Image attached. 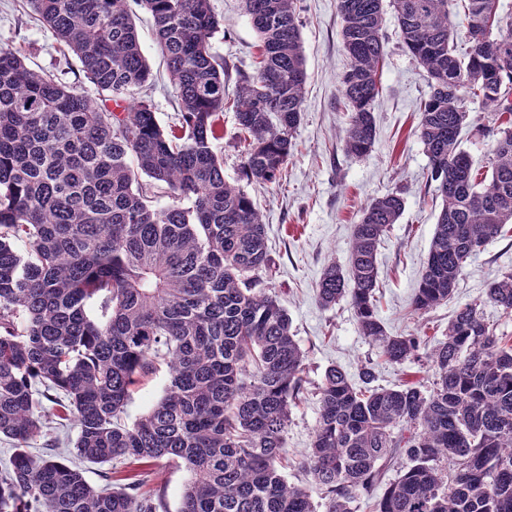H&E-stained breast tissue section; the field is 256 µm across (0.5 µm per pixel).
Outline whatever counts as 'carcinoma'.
I'll return each instance as SVG.
<instances>
[{
    "mask_svg": "<svg viewBox=\"0 0 512 512\" xmlns=\"http://www.w3.org/2000/svg\"><path fill=\"white\" fill-rule=\"evenodd\" d=\"M385 1L430 76L419 137L442 207L413 301L427 312L512 224V125L485 129L494 143L484 183L459 148L467 102L512 115V18L498 0H465L461 12L457 0H338L352 157L376 142ZM28 2L91 88L34 72L0 47V438L14 448L0 512H166L138 479L96 488L66 460L31 455L54 420L75 424L83 461L181 460L189 479L179 512H317L282 464L304 353L286 310L257 287L272 262L265 227L251 196L224 178L216 147L231 107L247 143L242 180L274 183L288 163L307 81L296 0H243L259 45L256 71L238 74L232 100L229 68L212 53L221 20L210 0H134L153 19L180 100L176 131L134 100L151 71L129 0ZM462 22L463 56L454 47ZM155 187L169 204H157ZM404 207L396 191L363 210L347 268L327 266L317 296L325 308L349 299L384 360H425L433 388L376 387L367 365L356 386L327 368L304 465L323 512H352L402 462L376 512H512V344L476 303L455 312L431 349L421 336L388 334L378 318V247ZM485 296L512 315V272ZM161 365L164 395L121 422L138 377Z\"/></svg>",
    "mask_w": 512,
    "mask_h": 512,
    "instance_id": "cac0c4a2",
    "label": "carcinoma"
}]
</instances>
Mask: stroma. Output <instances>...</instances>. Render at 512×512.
<instances>
[{"mask_svg": "<svg viewBox=\"0 0 512 512\" xmlns=\"http://www.w3.org/2000/svg\"><path fill=\"white\" fill-rule=\"evenodd\" d=\"M211 7L223 21L212 40V51L229 67L226 91L231 94L234 75L255 70L258 36L244 14L242 0H211ZM297 14L308 78L294 150L279 181L248 185L247 192L261 213L275 262L272 272L261 276L260 285L276 295L287 311L305 355L304 394L291 409L284 438L288 480L307 484L311 478L301 465L318 421L317 388L329 366L343 368L354 383L361 365L369 363L376 386L399 385L415 372L423 390L432 387L433 371L426 362L392 364L379 357L376 347L361 335L350 301L330 309L318 302L317 283L324 268L348 261L353 228L363 207L394 191L405 200L401 217L390 225L378 250L377 315L388 333L420 334L432 346L444 341L455 311L474 302L480 303L483 318L497 334L512 337V316L485 300L488 284L512 272V224L469 261L448 302L423 314L415 312L413 298L441 209L418 132L420 105L429 92L428 71L404 50L394 12L386 10V57L380 94L372 105L376 143L367 155L351 157L340 139L349 114L340 92L347 58L337 0H297ZM133 19L153 74L152 83L135 97L151 105L161 126H172L179 105L157 50L153 21L139 8ZM0 45L17 50L31 69L54 73L65 84L86 82L76 57L36 20L26 0H0ZM467 109L461 148L483 177L490 173L492 143L483 130L494 126L495 116L476 103H468ZM168 381L163 368L141 378L125 407V422L133 423L146 414ZM188 478L185 468L163 457L145 467L144 488L162 492L167 512H178Z\"/></svg>", "mask_w": 512, "mask_h": 512, "instance_id": "obj_1", "label": "stroma"}]
</instances>
